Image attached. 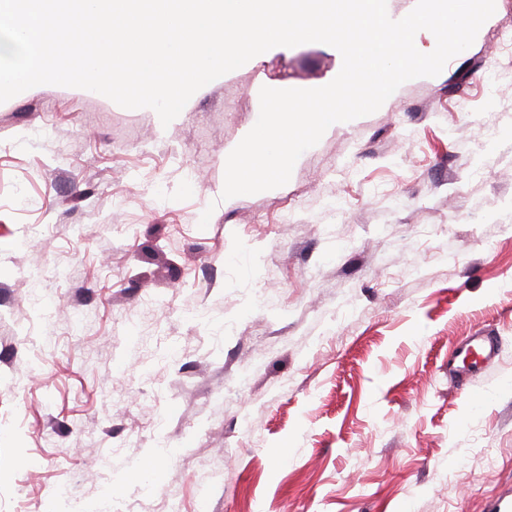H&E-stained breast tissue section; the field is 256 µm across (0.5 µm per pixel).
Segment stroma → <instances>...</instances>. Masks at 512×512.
Wrapping results in <instances>:
<instances>
[{
	"label": "stroma",
	"instance_id": "35a3bbf8",
	"mask_svg": "<svg viewBox=\"0 0 512 512\" xmlns=\"http://www.w3.org/2000/svg\"><path fill=\"white\" fill-rule=\"evenodd\" d=\"M495 4L439 75L257 194L222 197L261 88L328 84L335 48H273L166 126L80 88L0 103V512L512 499V0ZM478 331L500 354L462 390L448 358Z\"/></svg>",
	"mask_w": 512,
	"mask_h": 512
}]
</instances>
